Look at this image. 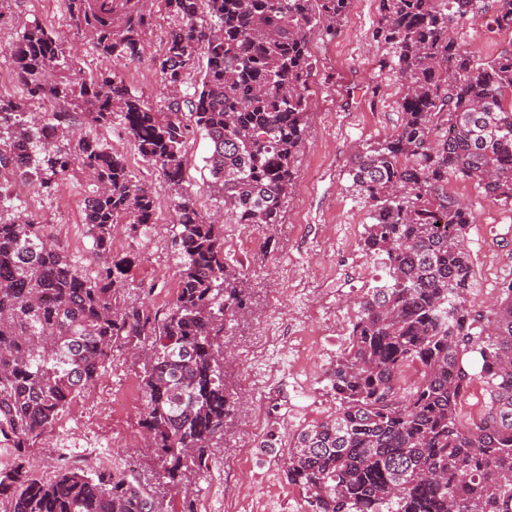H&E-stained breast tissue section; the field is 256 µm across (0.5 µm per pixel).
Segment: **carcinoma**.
<instances>
[{
    "instance_id": "1",
    "label": "carcinoma",
    "mask_w": 512,
    "mask_h": 512,
    "mask_svg": "<svg viewBox=\"0 0 512 512\" xmlns=\"http://www.w3.org/2000/svg\"><path fill=\"white\" fill-rule=\"evenodd\" d=\"M64 2L100 56H139L145 0ZM164 2L165 87L178 90L199 53L207 63L193 94L163 112L114 73L74 79L64 41L37 22L9 48L29 96L69 111L35 114L0 93V168L47 195L73 171L90 178L85 223L102 266L83 274L0 181V438L16 449L0 471V512H162L124 473L63 463L44 480L25 466L28 449L131 339L148 356L142 425L173 488L189 491L233 426L239 396L225 382L224 343L249 312L250 288L224 256L223 225L181 187L187 143L197 131L209 139L211 189L235 223H281L308 134L310 34L336 35L351 0ZM471 4L378 0L373 36L397 57L402 121L355 154L351 176L368 207L363 251L386 281L364 291L348 323L330 374L336 413L288 440L286 478L314 512H512V286L494 307L473 309V216L447 191L448 177L469 179L512 207V0H497L486 22L510 36L488 62L451 35ZM204 8L208 26L198 23ZM116 119L174 191L179 284L162 314L128 299L132 260L112 255L116 228L156 223L158 201L123 155L76 130ZM43 123L47 143L37 137ZM411 364L420 377L404 387ZM474 381L489 395L478 417L462 410Z\"/></svg>"
}]
</instances>
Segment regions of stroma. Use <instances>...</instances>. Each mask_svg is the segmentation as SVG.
Masks as SVG:
<instances>
[{"label":"stroma","instance_id":"stroma-1","mask_svg":"<svg viewBox=\"0 0 512 512\" xmlns=\"http://www.w3.org/2000/svg\"><path fill=\"white\" fill-rule=\"evenodd\" d=\"M149 23L142 34L144 52L132 61H107L73 26L61 0H0V72L10 73L7 47L24 25L40 23L62 38L77 62L78 78L88 80L106 70L120 74L132 92L153 109L166 107L164 88L156 59L169 27L161 6L148 7ZM379 19L376 0H352L335 36L313 31L317 70L310 80L308 136L295 163L296 189L283 205L280 225L271 240L261 241L234 262L248 273L251 288L250 317L239 321L226 351L231 361L226 383L244 392L248 378L277 368L278 375L265 395L271 420L246 454L237 444L249 423L241 412L232 433L213 449L208 470L196 477L188 496L174 494L158 478V466L141 425L140 391L143 347L132 343L114 351L100 371L95 385L61 418L49 439L36 445L28 467L39 477L52 476L60 458L83 468L112 469L132 475L160 502L164 512H181L192 501L194 512H313L306 492L290 484L283 468L288 439L304 427L334 412L336 401L328 373L340 345L318 344L316 366L289 358V341H314L324 319L334 320L346 331L352 310L349 299L362 295V277L354 265H346L347 286L336 285V263L345 255L342 241L352 238L356 257H363L362 237L368 222L367 208L352 189L349 170L362 144L392 134L401 122L398 105L401 81L389 45L377 42L372 32ZM453 36L476 58L497 57L503 41L485 25L464 23ZM98 137L123 154L132 173L153 182L159 201L156 224L131 235L117 231L112 244L115 256H132L128 280L130 297H143L151 310L166 309L178 288V259L169 242L173 235L171 189L143 163L120 123L98 130ZM188 165L182 188L195 197L202 209H222L210 193V176L204 159L209 143L195 136L187 144ZM67 196L45 195L30 187L15 193L26 213L47 224L57 242L87 272L97 259L85 228L68 232L76 218L70 205L94 191L84 175L74 172L64 179ZM449 193L466 200L476 216L468 231V246L475 258L480 283L472 300L484 309L497 303V282L512 274V209L501 207L470 181L450 180ZM290 266L302 288L283 279L282 266ZM274 324L279 343L262 357L242 364L237 354L249 346L259 326Z\"/></svg>","mask_w":512,"mask_h":512}]
</instances>
